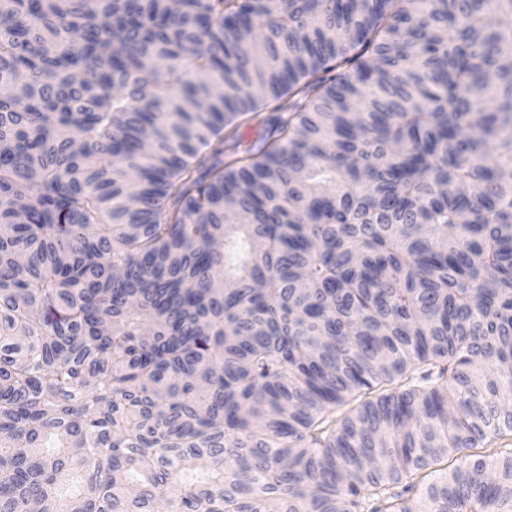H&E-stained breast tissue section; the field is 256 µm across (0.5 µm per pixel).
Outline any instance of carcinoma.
Listing matches in <instances>:
<instances>
[{"label": "carcinoma", "instance_id": "carcinoma-1", "mask_svg": "<svg viewBox=\"0 0 512 512\" xmlns=\"http://www.w3.org/2000/svg\"><path fill=\"white\" fill-rule=\"evenodd\" d=\"M507 432L512 0H0V512H512L394 491Z\"/></svg>", "mask_w": 512, "mask_h": 512}]
</instances>
